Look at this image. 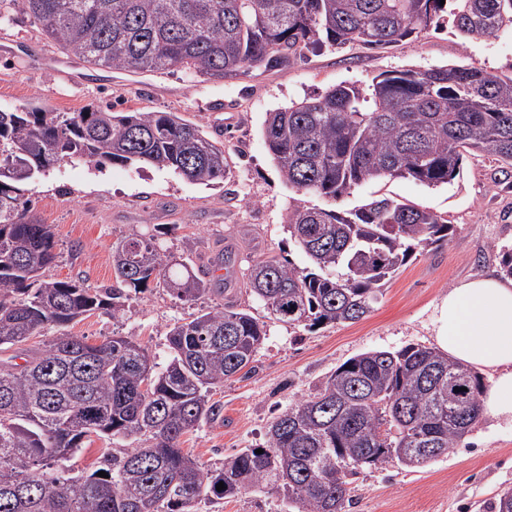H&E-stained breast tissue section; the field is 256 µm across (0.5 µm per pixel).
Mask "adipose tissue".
Here are the masks:
<instances>
[{
	"label": "adipose tissue",
	"instance_id": "1",
	"mask_svg": "<svg viewBox=\"0 0 512 512\" xmlns=\"http://www.w3.org/2000/svg\"><path fill=\"white\" fill-rule=\"evenodd\" d=\"M435 341L455 360L489 371L482 410L512 426V281L479 277L449 289L436 307Z\"/></svg>",
	"mask_w": 512,
	"mask_h": 512
}]
</instances>
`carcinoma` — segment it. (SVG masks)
<instances>
[{
  "mask_svg": "<svg viewBox=\"0 0 512 512\" xmlns=\"http://www.w3.org/2000/svg\"><path fill=\"white\" fill-rule=\"evenodd\" d=\"M449 2L464 43L512 31V0ZM17 12L89 65L178 66L204 79L278 66L322 43L382 47L445 23L440 0H0L1 22ZM262 133L281 177L306 194L333 202L382 177L434 187L471 151L512 166V77L472 66L380 74L366 90L339 85L269 112ZM66 159L171 169L204 185L226 171L224 146L173 112H49L35 102L0 111V512H193L200 498L257 487L297 512H345L354 476L390 461L421 468L478 422L485 384L473 369L425 346L372 350L275 416L263 453L245 448L206 468L181 438L220 416L216 385L255 371L266 325L233 305L177 320L163 367L128 336L90 344L62 333L26 346L48 323L99 310L116 318L130 292L152 284L185 303L213 291L155 234L112 247L109 287L43 278L56 244L28 193ZM448 231L440 216L392 197L344 215L296 207L288 232L312 268L259 257L248 285L290 325L354 323L416 249L442 244ZM94 436L132 446L105 449L104 478L63 475L58 462Z\"/></svg>",
  "mask_w": 512,
  "mask_h": 512,
  "instance_id": "cac0c4a2",
  "label": "carcinoma"
}]
</instances>
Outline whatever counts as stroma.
Here are the masks:
<instances>
[{"label": "stroma", "instance_id": "stroma-1", "mask_svg": "<svg viewBox=\"0 0 512 512\" xmlns=\"http://www.w3.org/2000/svg\"><path fill=\"white\" fill-rule=\"evenodd\" d=\"M461 65L511 77L512 32L463 44L450 28H431L388 47L325 45L303 50L281 67L202 80L179 67L160 74L90 66L59 49L25 17L0 23V111L36 101L52 112L106 104L117 112H174L224 146L226 174L211 185L188 182L169 169L109 163L99 171L66 160L38 179L32 205L56 242L48 278L110 286L112 247L135 233H162L170 251L200 266L225 251L236 259L223 291L185 304L151 288L131 295L119 317L97 312L65 331L92 343L130 336L163 363L170 325L189 314L233 304L264 321L267 336L256 353L255 372L226 380L213 392L223 407L222 421L184 438V450L211 469L263 444L273 418L313 393L348 358L409 344L435 346L436 307L449 288L477 276H500L501 251L512 248V170L495 157L465 154L459 175L437 187L383 178L337 200V210L346 211L394 197L432 211L450 226L447 241L417 251L385 285L373 311L357 322L314 330L281 322L250 296L246 273L261 256L285 258L300 269L308 264L288 232V209L315 199L296 193L280 176L262 135L267 112L341 84L368 87L382 73ZM75 244L80 252H72ZM354 487L347 512H476L512 488V428L480 416L459 447L426 467L410 472L388 463L361 472ZM194 510L296 512L267 488L227 500L203 499Z\"/></svg>", "mask_w": 512, "mask_h": 512}]
</instances>
